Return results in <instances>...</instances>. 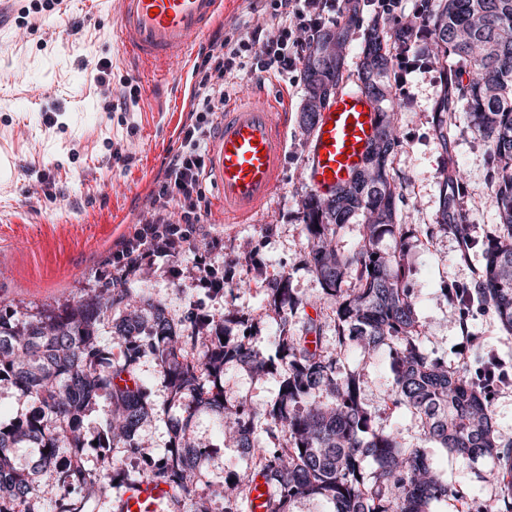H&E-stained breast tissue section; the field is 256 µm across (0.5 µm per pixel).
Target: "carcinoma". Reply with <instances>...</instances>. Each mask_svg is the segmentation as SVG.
I'll return each instance as SVG.
<instances>
[{
  "label": "carcinoma",
  "mask_w": 512,
  "mask_h": 512,
  "mask_svg": "<svg viewBox=\"0 0 512 512\" xmlns=\"http://www.w3.org/2000/svg\"><path fill=\"white\" fill-rule=\"evenodd\" d=\"M432 10L425 30L427 45L442 59L434 130L445 168L436 223L423 236L427 241L437 232L454 236L461 243L456 261L468 262L472 238L461 212L462 173L448 150V113L463 107L487 148L501 229L485 250L475 288L512 334V0H433ZM397 37L398 31L376 19L365 33L359 87L375 99L380 114L372 155L347 182L327 195L312 192L302 204L307 264L332 301L334 343H321L324 324L310 317L297 330L288 328L302 301L288 288L284 271L267 289L278 326L273 356L229 335L222 319L168 318L160 302L120 276L113 287L91 289L48 314L26 317L0 310V382L39 404L31 416L0 425V512H16L10 505L28 496L40 474L49 475L43 496L54 512H81L76 498L105 496L114 476L123 472L124 459L137 457L142 467L131 481L171 485L186 512H207L196 485L208 457L190 445L187 433L188 417L199 409L218 416L224 433L251 453L250 472L224 485L232 512L247 499L255 473L272 489L271 512H295L305 498L329 502L333 512H433L440 501L449 502L454 512H470L468 499L425 457L422 448L429 444L462 461H486L498 494L480 512H512V443L501 441L485 387L469 378L466 368L428 352L413 289L407 287L412 269L392 168L399 139L394 118L383 108ZM345 43L338 26L323 29L304 64L302 119L310 131L321 102L344 82L340 49ZM360 215L365 219L361 239L349 250L339 248L345 225ZM387 235L398 238L390 252L377 248ZM349 278L353 287L346 288ZM110 332L127 343L118 360L104 340ZM384 348L394 373L385 406L390 414L416 422L415 445L405 442L400 429L376 424L362 399L361 373L347 362L354 350L371 358ZM146 351L164 377L168 405L187 413L181 421L168 420L174 445L161 463L145 456L137 439L152 411L138 377ZM229 364L277 373L275 398L261 410L242 402L228 408L224 391L213 388ZM102 394L110 409L102 417L101 447L120 444L125 458L106 454L92 471L84 461L80 423ZM261 419L271 440L264 448L255 445ZM21 443L39 451L30 471L13 463V450ZM63 452L72 462L57 469L52 463Z\"/></svg>",
  "instance_id": "cac0c4a2"
}]
</instances>
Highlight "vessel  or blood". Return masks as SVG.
<instances>
[{"instance_id": "vessel-or-blood-1", "label": "vessel or blood", "mask_w": 512, "mask_h": 512, "mask_svg": "<svg viewBox=\"0 0 512 512\" xmlns=\"http://www.w3.org/2000/svg\"><path fill=\"white\" fill-rule=\"evenodd\" d=\"M224 0H119L116 34L138 63L187 65ZM288 100L251 98L225 108L216 132L212 172L227 223L250 217L274 192L286 151ZM377 130V109L358 89L337 93L320 112L306 158L313 193L346 182L362 165ZM169 485L139 482L125 489L113 512H161L173 501Z\"/></svg>"}]
</instances>
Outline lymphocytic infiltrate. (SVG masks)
<instances>
[{"instance_id": "f902f5d3", "label": "lymphocytic infiltrate", "mask_w": 512, "mask_h": 512, "mask_svg": "<svg viewBox=\"0 0 512 512\" xmlns=\"http://www.w3.org/2000/svg\"><path fill=\"white\" fill-rule=\"evenodd\" d=\"M343 0H261L263 21L245 20L219 29L195 65L190 119L179 130L180 145L151 194L146 217L112 255L122 278L135 277L161 257L194 252L210 203L204 184L210 175L209 143L219 118L244 77H290L299 71L317 32L344 18ZM431 0H418L411 23H402L394 43L396 89L421 66V52L406 53L407 35L427 25Z\"/></svg>"}]
</instances>
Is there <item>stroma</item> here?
I'll return each instance as SVG.
<instances>
[{
  "instance_id": "stroma-1",
  "label": "stroma",
  "mask_w": 512,
  "mask_h": 512,
  "mask_svg": "<svg viewBox=\"0 0 512 512\" xmlns=\"http://www.w3.org/2000/svg\"><path fill=\"white\" fill-rule=\"evenodd\" d=\"M116 9L117 0H61L52 9L44 0H0V146L11 156V175L0 178V309L39 314L77 300L83 289L110 287L116 278L112 253L145 218L155 181L179 146L191 80L156 81L129 59L115 32ZM409 81L407 93L390 92L400 135L393 168L404 200L402 221L417 229L435 223L439 208L443 156L433 112L441 91L439 64L412 73ZM252 89L288 97L287 148L273 194L247 223L228 224L216 185L206 180L210 211L196 252L157 259L131 285L161 302L173 319L220 318L233 335L253 337L255 345L270 351L277 326L262 287L265 278L287 271L288 286L310 317L330 313L331 304L304 263L302 203L310 192L305 158L311 138L301 119L304 82L246 79L237 93ZM119 98L123 108L112 109ZM448 137L466 175L463 215L478 247L465 264L454 260L458 242L453 237L440 234L412 244L409 286L417 318L428 351L449 365L476 370L475 337L485 351L512 365V336L492 308L474 300L464 318L448 296L449 290L474 287L484 262L481 245L499 233L486 146L467 112L453 113ZM42 173L48 183H38ZM213 237L221 239L222 249H210ZM248 256L253 266L247 271L240 260ZM200 263L223 268L224 292L198 286L194 274ZM173 265L181 276L171 275ZM349 361L363 375L362 397L378 424H398L406 441L415 442L414 423L393 420L384 404V389L393 378L388 356L367 360L353 353ZM141 374L156 411L140 428L141 442L146 453L159 458L172 445L166 418L182 412L168 409V389L152 355L142 358ZM222 384L231 407L241 401L263 407L278 390L276 375L257 377L239 366L225 369ZM190 434L209 457L197 490L207 497L210 512H224L225 478L245 471L241 451L225 438L212 413H197ZM425 454L472 505L494 494L483 461L466 463L432 445Z\"/></svg>"
}]
</instances>
